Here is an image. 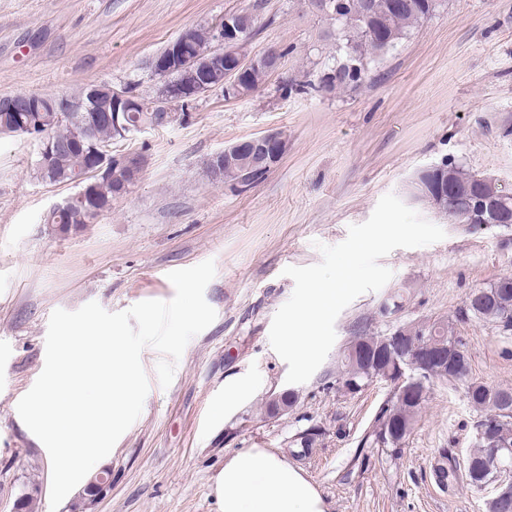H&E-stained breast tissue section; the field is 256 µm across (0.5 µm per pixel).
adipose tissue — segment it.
I'll list each match as a JSON object with an SVG mask.
<instances>
[{"label": "adipose tissue", "instance_id": "adipose-tissue-1", "mask_svg": "<svg viewBox=\"0 0 512 512\" xmlns=\"http://www.w3.org/2000/svg\"><path fill=\"white\" fill-rule=\"evenodd\" d=\"M219 512H328L303 470L268 448H243L213 479Z\"/></svg>", "mask_w": 512, "mask_h": 512}]
</instances>
